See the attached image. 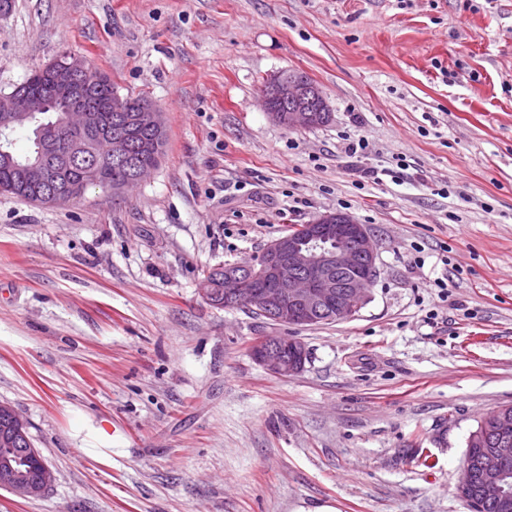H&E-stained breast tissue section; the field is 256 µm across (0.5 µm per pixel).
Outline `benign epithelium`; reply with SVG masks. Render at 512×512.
<instances>
[{
	"label": "benign epithelium",
	"mask_w": 512,
	"mask_h": 512,
	"mask_svg": "<svg viewBox=\"0 0 512 512\" xmlns=\"http://www.w3.org/2000/svg\"><path fill=\"white\" fill-rule=\"evenodd\" d=\"M41 76L48 79L47 89L30 91L21 86L0 95V121L15 124L46 111L52 89L63 87L77 98L92 87L85 60L63 53L51 61ZM275 99L282 108L274 109ZM327 104L323 90L309 83L302 72L279 74L270 80L262 94V104L271 119L290 129H309L321 125L324 113L313 109ZM133 126L160 133L165 121L151 102H141L132 115ZM63 128L82 135L98 129L97 110L82 106L65 111ZM108 160L120 161L128 151V136L115 132L106 141ZM22 181L40 193L43 204L61 205L85 195L82 181L63 183L46 159L36 158L22 166ZM301 233L280 236L265 248L255 262L224 266V305L242 304L280 325L312 326L321 318L340 322L356 316L367 299V292L377 275L376 245L364 225L350 215L328 212L310 224L299 226ZM254 359L270 373L289 377L304 368L303 346L286 336H266L252 350ZM0 439L12 442L25 436L26 419L14 407L0 411ZM494 424L503 434L479 458L480 481L472 485L467 475L457 486V495L476 510L495 504L508 512L512 509V489L507 482L506 462L512 458V413L499 412ZM55 480L46 462L32 473L13 468L0 473V487L20 498L45 494Z\"/></svg>",
	"instance_id": "7a95c632"
}]
</instances>
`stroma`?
Wrapping results in <instances>:
<instances>
[{
    "mask_svg": "<svg viewBox=\"0 0 512 512\" xmlns=\"http://www.w3.org/2000/svg\"><path fill=\"white\" fill-rule=\"evenodd\" d=\"M63 51L154 103L167 146L118 199L0 194V402L56 475L0 512H469L467 439L512 404V0H13L0 91ZM293 70L327 124L264 112ZM336 211L377 244L354 318L200 294ZM272 335L302 343L300 373L255 361Z\"/></svg>",
    "mask_w": 512,
    "mask_h": 512,
    "instance_id": "1",
    "label": "stroma"
}]
</instances>
